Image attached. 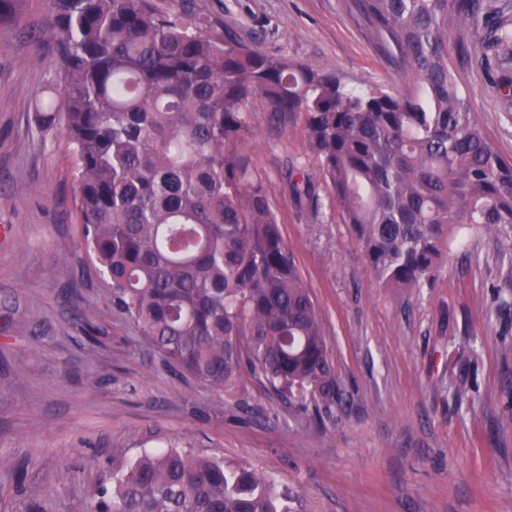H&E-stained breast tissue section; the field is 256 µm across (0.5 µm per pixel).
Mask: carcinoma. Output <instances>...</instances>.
Wrapping results in <instances>:
<instances>
[{
  "mask_svg": "<svg viewBox=\"0 0 512 512\" xmlns=\"http://www.w3.org/2000/svg\"><path fill=\"white\" fill-rule=\"evenodd\" d=\"M187 0H51L62 69L34 122L62 129L78 173L82 244L112 305L168 359L229 396L243 370L314 416L342 405L331 350L264 186L239 150L246 108L306 114L311 149L387 288H420L462 226L512 224V160L484 135L448 59V33L507 0H355L414 89L350 88L325 66L214 37ZM247 465L147 452L95 486L90 512H291Z\"/></svg>",
  "mask_w": 512,
  "mask_h": 512,
  "instance_id": "1",
  "label": "carcinoma"
}]
</instances>
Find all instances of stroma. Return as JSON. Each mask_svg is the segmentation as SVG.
I'll list each match as a JSON object with an SVG mask.
<instances>
[{"instance_id": "35a3bbf8", "label": "stroma", "mask_w": 512, "mask_h": 512, "mask_svg": "<svg viewBox=\"0 0 512 512\" xmlns=\"http://www.w3.org/2000/svg\"><path fill=\"white\" fill-rule=\"evenodd\" d=\"M215 36L402 91L351 0H191ZM49 0L0 18V512H87L112 468L159 443L249 465L292 512H512V226L463 230L433 282L383 287L336 205L305 115L247 106L241 147L316 303L347 397L315 420L245 378L249 410L165 357L112 306L81 245L74 157L32 121L60 62ZM459 87L512 159V109L458 56ZM309 192L297 196L293 186ZM98 330L96 345L80 331ZM468 400L456 402L457 387Z\"/></svg>"}]
</instances>
